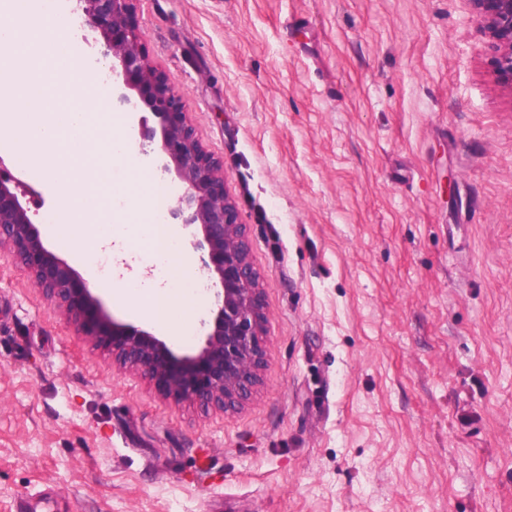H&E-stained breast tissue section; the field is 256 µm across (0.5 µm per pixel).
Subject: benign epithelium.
Here are the masks:
<instances>
[{"mask_svg":"<svg viewBox=\"0 0 512 512\" xmlns=\"http://www.w3.org/2000/svg\"><path fill=\"white\" fill-rule=\"evenodd\" d=\"M495 52L497 79L512 89V0H470ZM84 28L100 45L92 62L112 74V107L143 105L159 130L129 127L139 158L174 174L182 191L169 208L172 221L192 229L190 245L217 278L213 319L195 355L178 356L167 342L132 325H107L96 315L92 288L45 246L23 198L30 192L0 161V251L32 274L55 315L81 324L112 361L149 378L164 394L207 411L234 410L265 364L267 314L259 276L249 261L246 227L224 190V166L200 143L181 96L149 61L134 0H77Z\"/></svg>","mask_w":512,"mask_h":512,"instance_id":"obj_1","label":"benign epithelium"}]
</instances>
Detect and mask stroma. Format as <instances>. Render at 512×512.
<instances>
[{"instance_id":"1","label":"stroma","mask_w":512,"mask_h":512,"mask_svg":"<svg viewBox=\"0 0 512 512\" xmlns=\"http://www.w3.org/2000/svg\"><path fill=\"white\" fill-rule=\"evenodd\" d=\"M135 8L247 226L266 363L201 413L0 252V512H512V89L470 0Z\"/></svg>"}]
</instances>
